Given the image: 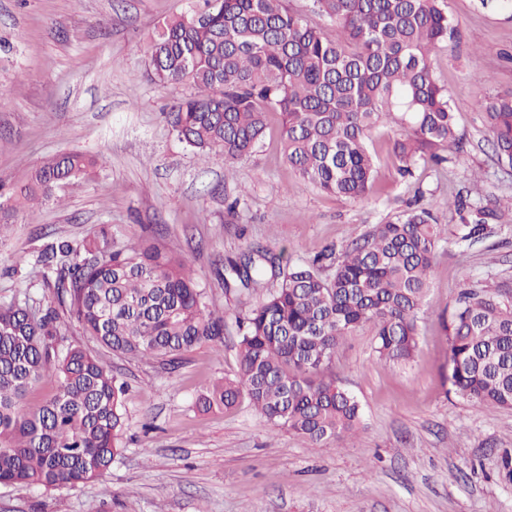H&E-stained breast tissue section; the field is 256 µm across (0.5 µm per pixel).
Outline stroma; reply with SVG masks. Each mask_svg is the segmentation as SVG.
Instances as JSON below:
<instances>
[{
    "instance_id": "1",
    "label": "stroma",
    "mask_w": 512,
    "mask_h": 512,
    "mask_svg": "<svg viewBox=\"0 0 512 512\" xmlns=\"http://www.w3.org/2000/svg\"><path fill=\"white\" fill-rule=\"evenodd\" d=\"M192 0H0V186L12 189L44 159L80 151L100 164L59 192L60 203L0 226V302L51 291L36 258L52 239L79 240L111 225L118 242L158 226L159 242L192 268L212 311L229 326L223 342L185 353L177 368L157 359L106 354L130 385L125 451L99 479L51 492L0 485V512H512V408H483L449 391L442 319L468 284L512 287V223L472 245L441 253L429 279L413 361L379 359L368 332L345 337L331 371L353 393L363 423L344 447L311 448L273 428L248 405L199 411L196 396L238 372L235 316L218 259L250 245L308 257L344 248L373 225L418 201L441 223L448 198L478 183L480 199L512 196V170L499 165L479 109L512 93V12L477 0H448L460 39L435 71L452 98L462 136L457 159L419 162L401 177L389 128L370 145L374 185L352 200L298 184L281 150V117L269 115L252 156L204 161L171 133L164 114L186 95L146 75L145 49L165 20ZM246 191L244 211L227 197Z\"/></svg>"
}]
</instances>
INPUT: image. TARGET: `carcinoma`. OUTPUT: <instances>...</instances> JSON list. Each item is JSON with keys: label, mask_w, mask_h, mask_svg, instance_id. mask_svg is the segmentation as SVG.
Segmentation results:
<instances>
[{"label": "carcinoma", "mask_w": 512, "mask_h": 512, "mask_svg": "<svg viewBox=\"0 0 512 512\" xmlns=\"http://www.w3.org/2000/svg\"><path fill=\"white\" fill-rule=\"evenodd\" d=\"M321 28L288 0H198L165 21L148 46L151 81L187 85L165 118L179 141L231 165L255 153L267 116L282 119L283 155L299 180L351 199L373 188V132L389 140L397 170L441 164L438 149L458 147L448 89L434 54L456 41L448 0H313ZM500 165L512 168V94L480 105ZM97 160L57 155L27 174L0 205L6 224L30 201H52L60 188L91 174ZM448 208L455 229L426 207L376 224L341 253L327 247L294 261L252 246L223 265L225 291L263 290L235 317L239 371L198 398L205 410L243 401L275 426L319 447L341 448L362 423L359 401L329 376L336 349L359 330L374 352L411 361L418 319L438 252L457 236L474 244L493 219L512 217V197L487 205L457 192ZM51 300L0 303V483L45 490L91 482L123 451L127 384L96 354L66 336L76 322L102 348L125 358H160L176 368L202 343L223 341L224 315L208 309L185 261L156 242L114 240L101 224L83 239L56 238L38 255ZM448 383L479 406L512 407V289L460 292L443 322ZM55 392L26 407L32 385Z\"/></svg>", "instance_id": "carcinoma-1"}]
</instances>
